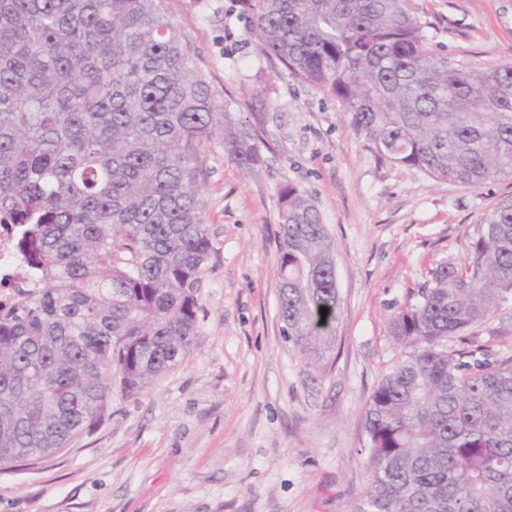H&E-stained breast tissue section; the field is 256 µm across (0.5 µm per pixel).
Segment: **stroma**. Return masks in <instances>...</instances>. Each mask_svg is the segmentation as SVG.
<instances>
[{
    "label": "stroma",
    "mask_w": 512,
    "mask_h": 512,
    "mask_svg": "<svg viewBox=\"0 0 512 512\" xmlns=\"http://www.w3.org/2000/svg\"><path fill=\"white\" fill-rule=\"evenodd\" d=\"M426 45L462 65L512 63V0H409ZM164 7L233 119L259 131L248 174L220 144L201 181L210 259L197 336L138 393L113 383L107 417L68 448L0 470V512H349L368 480L363 413L408 353L388 333L438 266L461 258L512 175L467 187L383 160L335 98L264 54L237 0ZM316 205L335 247L341 316L313 367L278 316V191Z\"/></svg>",
    "instance_id": "1"
}]
</instances>
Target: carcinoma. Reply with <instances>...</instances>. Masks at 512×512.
Listing matches in <instances>:
<instances>
[{
	"label": "carcinoma",
	"instance_id": "1",
	"mask_svg": "<svg viewBox=\"0 0 512 512\" xmlns=\"http://www.w3.org/2000/svg\"><path fill=\"white\" fill-rule=\"evenodd\" d=\"M260 49L341 101L378 155L478 187L512 175V65L451 64L408 0H244ZM251 173L163 0H0V216L37 294L0 312V467L49 457L105 419L112 376L138 392L188 357L212 245L200 204L213 143ZM283 333L314 366L336 348L333 241L279 191ZM390 318L413 351L366 403L367 487L349 512H512V199L465 256ZM327 314H321V309ZM488 340L441 342L480 326Z\"/></svg>",
	"mask_w": 512,
	"mask_h": 512
}]
</instances>
